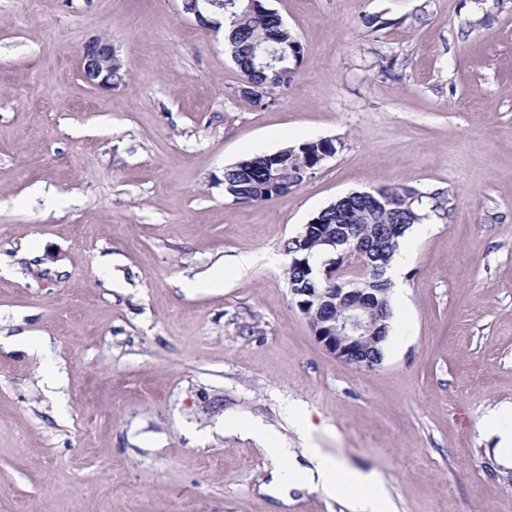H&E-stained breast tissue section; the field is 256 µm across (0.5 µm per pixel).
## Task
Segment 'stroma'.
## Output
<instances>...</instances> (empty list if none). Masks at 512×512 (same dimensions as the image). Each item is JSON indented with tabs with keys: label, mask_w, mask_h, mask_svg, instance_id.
Listing matches in <instances>:
<instances>
[{
	"label": "stroma",
	"mask_w": 512,
	"mask_h": 512,
	"mask_svg": "<svg viewBox=\"0 0 512 512\" xmlns=\"http://www.w3.org/2000/svg\"><path fill=\"white\" fill-rule=\"evenodd\" d=\"M303 45L267 106L181 0H0V512H271L261 419L297 409L397 512H512L482 420L512 404V0H266ZM126 79L81 78L91 37ZM333 140L265 206L226 165ZM440 194L372 372L328 354L283 245L351 192ZM252 256L249 267L236 260ZM223 269L224 285L179 287Z\"/></svg>",
	"instance_id": "1"
}]
</instances>
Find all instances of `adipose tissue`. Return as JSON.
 <instances>
[{
  "mask_svg": "<svg viewBox=\"0 0 512 512\" xmlns=\"http://www.w3.org/2000/svg\"><path fill=\"white\" fill-rule=\"evenodd\" d=\"M227 430L244 434L262 448L268 462V481L261 490L290 506L296 491L318 492L333 496L343 486L353 488L348 508L350 512H395L385 489L370 474L348 469L325 449L309 446L300 450L277 441L270 427L258 421L228 422Z\"/></svg>",
  "mask_w": 512,
  "mask_h": 512,
  "instance_id": "1",
  "label": "adipose tissue"
}]
</instances>
